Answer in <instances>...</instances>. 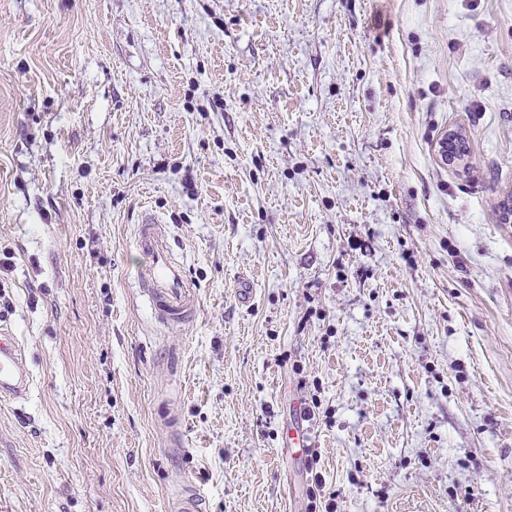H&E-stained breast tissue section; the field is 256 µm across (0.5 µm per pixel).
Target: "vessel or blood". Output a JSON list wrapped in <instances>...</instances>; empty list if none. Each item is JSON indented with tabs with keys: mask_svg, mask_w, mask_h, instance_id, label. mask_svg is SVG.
I'll return each mask as SVG.
<instances>
[{
	"mask_svg": "<svg viewBox=\"0 0 512 512\" xmlns=\"http://www.w3.org/2000/svg\"><path fill=\"white\" fill-rule=\"evenodd\" d=\"M159 222V217L148 211L140 219L136 246L143 262L138 281L158 317L165 322L180 323L195 312L197 295L183 266L175 259ZM28 387V375L16 342L8 330L0 327V395L19 398Z\"/></svg>",
	"mask_w": 512,
	"mask_h": 512,
	"instance_id": "b4317fda",
	"label": "vessel or blood"
}]
</instances>
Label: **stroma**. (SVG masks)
<instances>
[{
	"label": "stroma",
	"instance_id": "1",
	"mask_svg": "<svg viewBox=\"0 0 512 512\" xmlns=\"http://www.w3.org/2000/svg\"><path fill=\"white\" fill-rule=\"evenodd\" d=\"M509 197L512 0H0V512H512ZM158 224L163 221L150 211L141 216L136 235L143 258L138 281L162 321L181 323L195 312L197 295ZM29 387L16 342L3 326L0 327V395L22 397Z\"/></svg>",
	"mask_w": 512,
	"mask_h": 512
}]
</instances>
